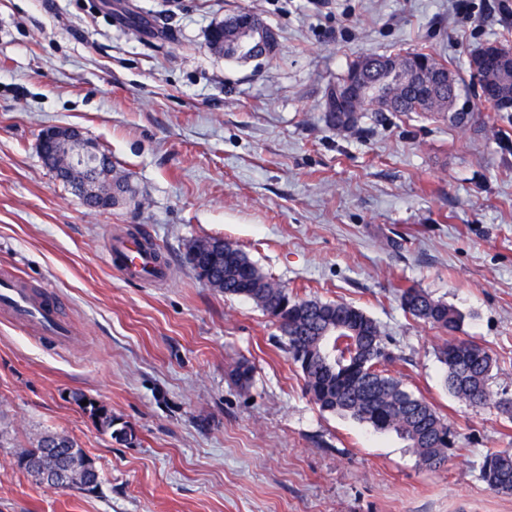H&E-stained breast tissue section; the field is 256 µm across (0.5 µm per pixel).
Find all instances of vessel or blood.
I'll return each mask as SVG.
<instances>
[{"label":"vessel or blood","instance_id":"b4317fda","mask_svg":"<svg viewBox=\"0 0 512 512\" xmlns=\"http://www.w3.org/2000/svg\"><path fill=\"white\" fill-rule=\"evenodd\" d=\"M108 263L127 279H138L155 263L141 239L125 238L110 244ZM62 299L52 294L38 295L13 271L0 270V310L19 328L56 345L66 344L71 336L69 323L62 316Z\"/></svg>","mask_w":512,"mask_h":512}]
</instances>
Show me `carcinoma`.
Wrapping results in <instances>:
<instances>
[{
  "label": "carcinoma",
  "mask_w": 512,
  "mask_h": 512,
  "mask_svg": "<svg viewBox=\"0 0 512 512\" xmlns=\"http://www.w3.org/2000/svg\"><path fill=\"white\" fill-rule=\"evenodd\" d=\"M490 49L500 53L502 68L480 70V81L499 86L500 95L507 97L512 94V48L496 44L485 47V51ZM360 64L359 59L352 62L347 71L328 86L325 105H335L340 87ZM372 78L381 89L399 99L398 112H430L460 128L468 126L472 120V113L448 105V98L456 97L458 77L453 79V85L445 94L433 99L421 88L411 89L403 84L398 74L389 76L376 70ZM358 118L356 112L328 113L329 124L337 129L354 126ZM218 243L215 238H200L187 245L188 255H215L206 273L199 272L197 276L207 277L210 287L226 296L251 300L276 322L288 354L300 369L306 393L320 408L346 414L376 430L397 432L429 468L445 463L448 448L454 444L448 424L432 405L411 394L401 379L388 373L385 336L376 320L363 309L344 301L300 298L273 282L233 244L224 243L221 251L217 249ZM400 299L403 308L413 317L448 334L438 347V359L446 368L445 383L449 391L474 407L490 404L493 357L480 344L454 336L459 314L417 288L402 290ZM252 372L251 365L239 362L230 375L237 385L246 388ZM86 408L97 424L112 431L111 412L91 400ZM23 452L31 462L60 454H68L78 461L86 458V453L73 439L54 432L44 433ZM481 476L490 490L511 494L512 448L486 453Z\"/></svg>",
  "instance_id": "cac0c4a2"
}]
</instances>
